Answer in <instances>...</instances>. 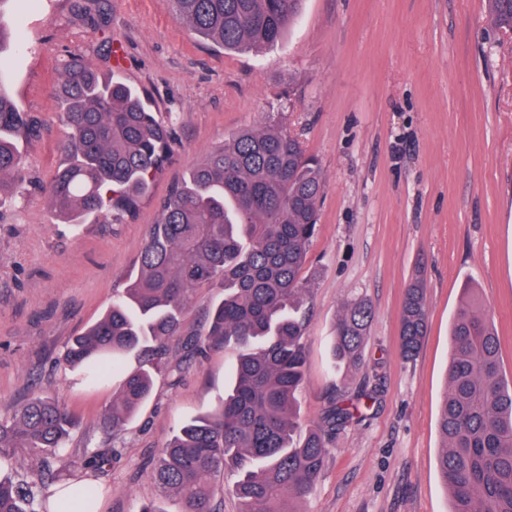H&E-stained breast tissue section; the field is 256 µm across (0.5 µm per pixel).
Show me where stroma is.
I'll use <instances>...</instances> for the list:
<instances>
[{
    "label": "stroma",
    "mask_w": 512,
    "mask_h": 512,
    "mask_svg": "<svg viewBox=\"0 0 512 512\" xmlns=\"http://www.w3.org/2000/svg\"><path fill=\"white\" fill-rule=\"evenodd\" d=\"M15 43L5 73L39 122L22 139L25 190L0 184V417L36 396L78 421L61 480L86 476L99 512L161 503L153 463L173 432L213 410L236 360L214 345L171 344L172 371L121 430L104 417L117 379L88 385L65 368L70 339L97 322L138 269L157 203L204 153L235 131L286 119L322 172L319 232L303 276L312 287L303 424L332 392L377 390L365 421L337 431L336 451L303 512H449L437 428L449 328L465 285L494 316L512 376V36L488 0H304L285 38L260 54L200 42L166 0H12ZM78 59L146 93L175 124L174 153L137 213L120 224L63 222L47 187L63 160L64 66ZM426 286L419 355L399 350L403 293ZM373 310L358 367L332 366L345 302ZM104 450L112 464L79 471Z\"/></svg>",
    "instance_id": "stroma-1"
}]
</instances>
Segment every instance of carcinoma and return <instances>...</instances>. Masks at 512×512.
Instances as JSON below:
<instances>
[{
	"label": "carcinoma",
	"instance_id": "1",
	"mask_svg": "<svg viewBox=\"0 0 512 512\" xmlns=\"http://www.w3.org/2000/svg\"><path fill=\"white\" fill-rule=\"evenodd\" d=\"M0 0V58L12 43ZM302 0H169L173 14L201 39L225 50L259 53L281 41ZM498 30L512 27V0H489ZM66 163L50 186L68 224L91 216L119 221L133 215L170 157L172 123L145 96L88 64H69L61 90ZM37 127L12 97L0 67V181L17 178L16 140ZM324 181L317 160L284 123L233 134L208 151L159 202L139 257V273L121 296L65 354L67 365L91 376L119 373L108 421L124 427L150 398L168 368V343L181 335L182 312L196 289L220 283L224 295L209 311L208 330L184 345L237 349L233 378L215 410L181 426L157 458L152 479L179 497L181 512H220V478L235 476L240 512H301L323 475L336 430L360 422L376 389L331 395L320 419L299 433L307 372L306 302L302 275L318 227ZM373 312L347 302L335 324L332 362L361 360ZM424 287L404 292L403 358L413 359L427 332ZM138 365L123 368L127 357ZM437 425L441 478L451 512H512V378L502 366L498 334L476 289L456 311L450 333L447 385ZM74 426L50 398H34L0 419V463L15 448L35 456L62 454ZM56 481L37 466L18 482L0 480V512H47ZM97 489L83 484L72 499L92 512Z\"/></svg>",
	"mask_w": 512,
	"mask_h": 512
}]
</instances>
